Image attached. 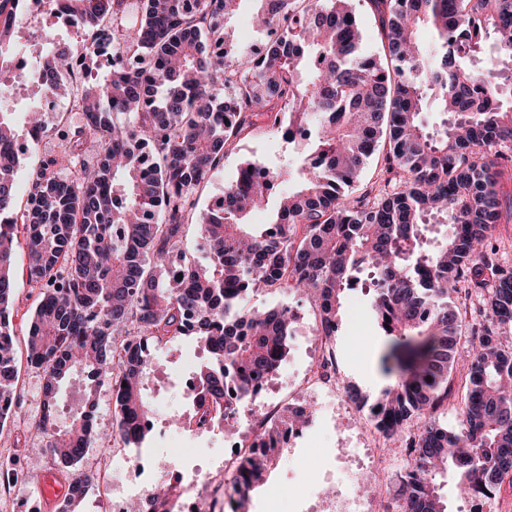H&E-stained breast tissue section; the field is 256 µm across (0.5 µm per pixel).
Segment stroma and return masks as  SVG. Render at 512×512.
<instances>
[{
	"label": "stroma",
	"mask_w": 512,
	"mask_h": 512,
	"mask_svg": "<svg viewBox=\"0 0 512 512\" xmlns=\"http://www.w3.org/2000/svg\"><path fill=\"white\" fill-rule=\"evenodd\" d=\"M17 45L36 42L61 43L71 50L83 48L88 33L78 25L63 26L48 16L40 17L32 23H18L14 29ZM305 150L297 144H290L275 134L242 135L236 149L228 153L221 166L202 183L196 193V208L186 221L179 248L187 259L200 261L204 258L203 241L199 218L206 213L210 204L224 194L225 187L234 180L244 160L253 157L267 158L275 165L299 163ZM499 193L502 199L501 218L493 235L500 246L499 257L502 265L512 264V166H504L498 178ZM27 247L18 244L15 253V267L20 274L15 278L14 301L11 326L16 337L15 368L16 384L22 389L23 411L35 413L42 399V377L27 362L26 336L30 319L39 295L31 288L21 271L26 264ZM243 303L253 308H274L290 306L301 313L300 324L313 328L314 303L307 296L294 293H274L259 287L245 294ZM382 337L377 321L371 312L364 290L346 292L342 319L336 339V347L344 359L341 377L358 384L363 391L377 392L384 377L379 367ZM202 353L197 342L184 338L177 346L157 350L151 362V394L156 404L153 436L142 450L126 447L115 434V408L112 387L102 383L96 392L98 433L108 434L112 452L117 456H139L152 461L153 469L146 478L149 483L162 479L165 466L174 464L173 450L183 434L169 425L174 415H189L191 407L185 403L178 390L172 389L171 381L179 379L189 366L199 365ZM345 424L342 419H328L324 426L315 428L293 451L292 459H281L271 471L266 484L251 495L250 512H295V504L288 488L289 479L308 480L309 474L304 464L316 460L332 466L337 462V437L342 434ZM42 447L32 446L31 442L21 441L13 425L0 428V471L15 467L21 470H35L40 474L52 473L62 481H71L78 473L77 467H63L54 460L42 457Z\"/></svg>",
	"instance_id": "1"
}]
</instances>
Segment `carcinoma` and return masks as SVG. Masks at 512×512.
<instances>
[{
  "instance_id": "1",
  "label": "carcinoma",
  "mask_w": 512,
  "mask_h": 512,
  "mask_svg": "<svg viewBox=\"0 0 512 512\" xmlns=\"http://www.w3.org/2000/svg\"><path fill=\"white\" fill-rule=\"evenodd\" d=\"M243 0H67L87 28L86 51L112 44L116 58L75 91L85 121L50 128L34 96L17 130L0 111V397L16 392L8 353L14 299L13 240L23 232L27 281L41 290L27 336L30 364L43 373L40 431L53 460L78 465L96 431L89 411L109 379L125 445L152 435L146 394L152 349L195 338L207 360L195 370L197 426L234 418L240 400L288 355V308L250 310L249 290L305 293L317 331L336 337L343 294L366 274L370 307L386 350L388 379L372 405L389 436L418 420L414 469L399 486L400 512H448L438 478L460 493L492 498L512 483V268L497 258L491 230L500 216L496 168L512 143V0H370L390 65L363 49L351 0H252L259 30L279 42L253 66L226 22ZM23 0H0V92L25 79L60 88L69 47L47 69L13 64V24ZM430 30L432 47L419 34ZM221 51L210 50L211 45ZM233 111H224V104ZM442 114L431 132L421 114ZM297 125L310 154L297 168L245 161L224 197L202 217L205 261L169 262L194 193L257 119ZM41 131L58 150L34 174L24 209L15 206L13 147ZM154 167L144 169L142 154ZM382 152L377 193L352 195L367 160ZM287 194L276 196L282 182ZM264 210L267 221L255 224ZM479 307L457 428L431 420L448 401V378L466 312L457 284ZM85 376L86 411L60 424L58 387ZM279 426L242 465L225 493L245 512L284 447ZM138 512H179L177 489L161 482Z\"/></svg>"
}]
</instances>
